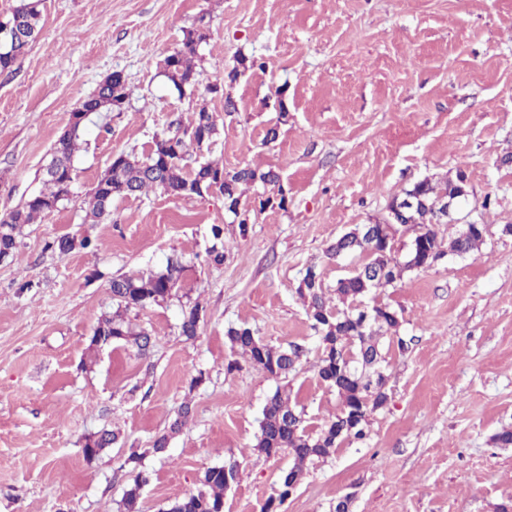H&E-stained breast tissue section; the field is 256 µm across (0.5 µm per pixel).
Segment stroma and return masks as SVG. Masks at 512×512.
Instances as JSON below:
<instances>
[{"mask_svg": "<svg viewBox=\"0 0 512 512\" xmlns=\"http://www.w3.org/2000/svg\"><path fill=\"white\" fill-rule=\"evenodd\" d=\"M41 9L38 39L0 73V214L40 189L50 147L101 80L122 71L131 94L123 111L82 129L70 201L24 225L16 261L0 262V512H119L137 470L149 476L140 512H165L229 462L239 475L224 512H261L292 464L256 447L278 382L231 349L227 329L304 347L286 382L317 430L341 402L317 376L319 341L297 294L307 267L333 293L365 261L328 258L338 236L382 222L414 182L460 175L468 194L435 230L446 242L474 221L488 227L484 244L371 293L401 315L404 346L381 340L388 401L365 439L308 465L280 512H336L342 500L348 512H495L511 500L512 447L493 437L512 429V0H43ZM201 22V86L182 96L159 63ZM215 83L234 110L206 93ZM202 106L219 127L209 157L228 170H276L287 208L253 209L258 189L246 188L242 231L223 196L155 191L114 199L107 220L87 223L113 154L147 152L154 133ZM214 224L224 227L220 266L207 257ZM66 234L95 246L46 250ZM176 255L182 288L126 313L155 346L89 352L114 310L110 280ZM195 301L202 318L188 340L179 324ZM186 401L191 421L154 453ZM102 429L118 441L86 461L84 439Z\"/></svg>", "mask_w": 512, "mask_h": 512, "instance_id": "obj_1", "label": "stroma"}]
</instances>
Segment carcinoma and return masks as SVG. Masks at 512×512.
Wrapping results in <instances>:
<instances>
[{"label": "carcinoma", "instance_id": "carcinoma-1", "mask_svg": "<svg viewBox=\"0 0 512 512\" xmlns=\"http://www.w3.org/2000/svg\"><path fill=\"white\" fill-rule=\"evenodd\" d=\"M42 0H21L14 8L11 18L17 22L18 35L9 52L0 54V71H6L23 57L41 30L42 13L39 9ZM191 30L186 35L182 47L168 54L162 65V74L167 82L179 93L193 92L199 84L200 72L194 59L197 58L198 40ZM120 87L122 100L129 99L130 87L120 83L114 75L102 80L95 90L76 108V112L100 113L122 111L115 104V87ZM84 124L66 129L52 148L49 165L61 168L58 176H44L43 189L26 200L19 208L0 215V261L14 258L17 249V236L21 225L33 224L43 216L60 208L72 196L75 178L73 165L74 153L78 146L80 131ZM217 133L215 118L202 107L194 113L191 124L183 133L170 134L166 131L155 133L150 151L139 157L135 154L120 152L112 157L106 174L92 189L87 201V216L98 222L107 218L112 211V200L121 197H140L151 191L162 190L177 197L200 196L202 191L217 185V191L225 198H241L242 185L262 184L274 190L280 185V175L273 169L266 171L249 165L233 170L224 169V165L206 157L194 161L187 167L190 146L203 150ZM456 183L449 181L440 188L432 180L424 178L415 182L405 194L418 195V206L404 213L398 219H391L394 230L408 224H418L426 231L428 249L433 258L441 256L440 242L436 233L429 228L431 224H440L442 219L434 209L438 199L448 196ZM213 244L208 251L211 263L224 264V225L211 226ZM483 237L457 236L448 242V251L456 255H467L479 251ZM91 245L87 237L78 239L64 235L52 243V248L61 255H67L77 248L86 249ZM369 242L358 241L342 236L327 248L331 257L347 255L356 251L365 252ZM386 271L376 273L361 281L355 274L342 279L336 287V303L331 305L325 298L321 273L314 267L306 270L298 294L303 300L311 327L321 346L318 364L319 379L335 391L341 401L339 411L328 419L320 432L311 434L304 426L303 411L288 395V387L279 386L268 398L259 422V434L256 448L267 456L286 453L292 457L290 471L281 477L278 502L288 498V479L303 478L308 463L325 459L336 450V437L332 433L336 424L355 411L361 412L363 421L360 427L343 431L347 439L362 440L366 436V427L370 415L384 406L387 395L384 390L385 377L378 369L379 351L377 337L381 331H397L399 319L393 316L390 307L378 309L379 318L365 324L358 312L361 298L365 293L377 288L392 286L395 283L393 268L381 263ZM185 265L180 258L168 261L165 268L151 271L145 275L116 277L110 281L109 289L114 312L102 316L92 331L89 349L96 350L95 337L110 336L115 341L135 346L145 353L152 345L151 336L144 331H135L125 319L124 312L131 308H144L169 299L182 288V273ZM202 306L195 302L184 309L180 323L181 335L191 340L198 334L199 312ZM231 349L244 356L249 363L267 375L281 379L296 368L303 355L302 348L295 344L287 347H275L258 337L248 327H231L227 330ZM343 351L351 358L350 369L336 373L333 359L336 350ZM191 414V408L185 404L180 407L169 430L155 438L152 449L156 453L165 451L170 437L181 431ZM117 442V435L108 429H102L85 439L82 448L84 457L92 461L106 448ZM147 481L137 474L126 490L121 507L124 512H136L141 485ZM201 489L174 500L166 512H217L224 504L225 491L224 467H212L204 472L200 480Z\"/></svg>", "mask_w": 512, "mask_h": 512}]
</instances>
